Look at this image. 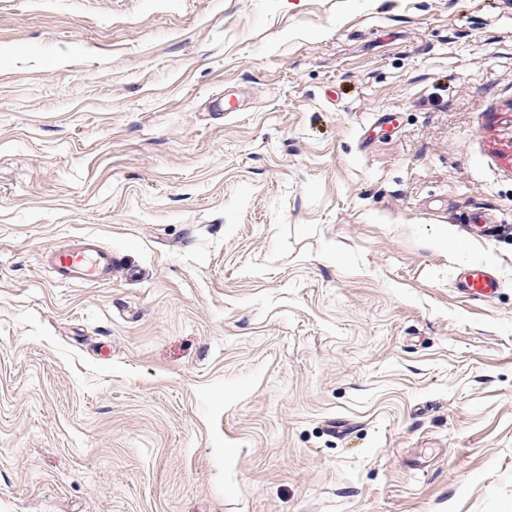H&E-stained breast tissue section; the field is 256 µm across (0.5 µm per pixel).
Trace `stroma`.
Masks as SVG:
<instances>
[{
	"instance_id": "stroma-1",
	"label": "stroma",
	"mask_w": 512,
	"mask_h": 512,
	"mask_svg": "<svg viewBox=\"0 0 512 512\" xmlns=\"http://www.w3.org/2000/svg\"><path fill=\"white\" fill-rule=\"evenodd\" d=\"M0 512H512V0H0ZM46 264L55 273L56 282L67 286L82 281L98 285L112 283V250L98 244L94 236L75 237L64 251H50ZM499 286L496 276L483 266L469 268L460 281L461 290L473 298L490 297L497 292Z\"/></svg>"
}]
</instances>
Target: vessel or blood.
I'll use <instances>...</instances> for the list:
<instances>
[{
	"instance_id": "1",
	"label": "vessel or blood",
	"mask_w": 512,
	"mask_h": 512,
	"mask_svg": "<svg viewBox=\"0 0 512 512\" xmlns=\"http://www.w3.org/2000/svg\"><path fill=\"white\" fill-rule=\"evenodd\" d=\"M45 262L62 286L77 281L98 285L112 281V251L100 246L93 236L75 237L66 250L46 254ZM460 286L471 297H489L497 292L499 281L487 268L476 266L468 270Z\"/></svg>"
}]
</instances>
